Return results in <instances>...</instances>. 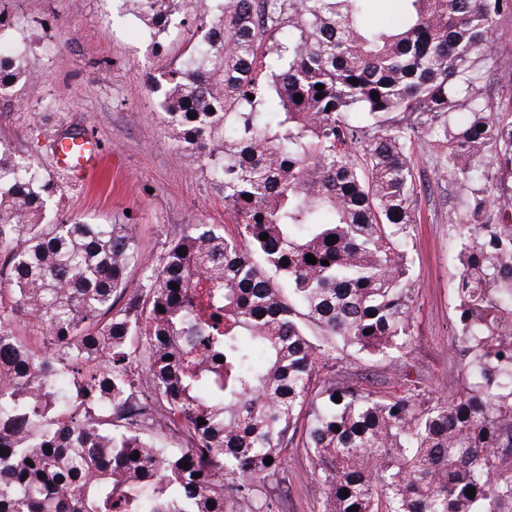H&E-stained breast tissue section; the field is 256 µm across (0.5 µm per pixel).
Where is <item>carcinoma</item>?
<instances>
[{"label": "carcinoma", "mask_w": 512, "mask_h": 512, "mask_svg": "<svg viewBox=\"0 0 512 512\" xmlns=\"http://www.w3.org/2000/svg\"><path fill=\"white\" fill-rule=\"evenodd\" d=\"M131 2L159 45L183 0ZM214 2L203 44L154 89L235 235L193 225L129 294L132 225L59 218L44 173L0 148V512H228L224 482L252 494L298 433L323 512H512V99L478 87L483 61L512 72L492 55L512 0H397L386 27L363 23L373 0ZM21 74L0 58V94ZM421 152L471 199L451 325L463 373L437 400L333 372L411 335ZM164 428L185 447L160 446Z\"/></svg>", "instance_id": "obj_1"}]
</instances>
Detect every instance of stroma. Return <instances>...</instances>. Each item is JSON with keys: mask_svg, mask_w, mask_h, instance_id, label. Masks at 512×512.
Wrapping results in <instances>:
<instances>
[{"mask_svg": "<svg viewBox=\"0 0 512 512\" xmlns=\"http://www.w3.org/2000/svg\"><path fill=\"white\" fill-rule=\"evenodd\" d=\"M203 9L202 0H185L179 25L157 49L130 0H0V45L24 66L20 80L0 95V143L29 156L50 177L57 214L132 225L152 264L190 225L236 232L209 169L194 154L176 153L160 96L150 89L183 60L187 30ZM68 131L97 139L103 175L86 179L58 166L54 146ZM416 163L420 194L408 248L416 298L412 346L339 366L347 381L381 394L414 385L442 395L460 372L450 324L460 249L456 221L465 198L438 178L429 154H417ZM225 495L230 512H254L265 497L276 512H318L325 490L310 458L294 447L279 476L257 484L253 497H242L231 484Z\"/></svg>", "mask_w": 512, "mask_h": 512, "instance_id": "stroma-1", "label": "stroma"}]
</instances>
